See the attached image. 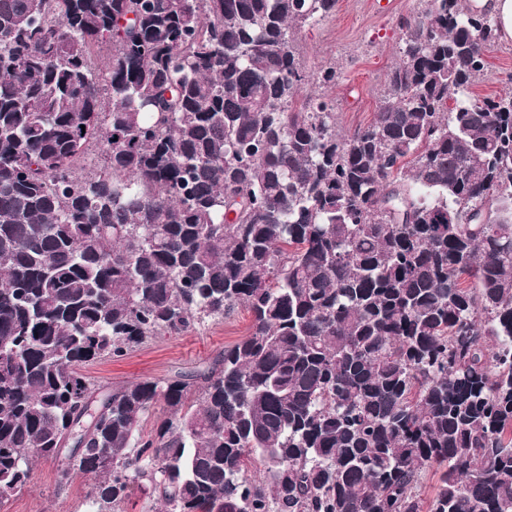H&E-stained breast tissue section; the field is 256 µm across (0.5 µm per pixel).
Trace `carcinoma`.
<instances>
[{
    "mask_svg": "<svg viewBox=\"0 0 512 512\" xmlns=\"http://www.w3.org/2000/svg\"><path fill=\"white\" fill-rule=\"evenodd\" d=\"M337 2L0 0V505L67 450L87 512H512L497 23L427 0L340 135L291 38ZM240 308L202 371L85 373Z\"/></svg>",
    "mask_w": 512,
    "mask_h": 512,
    "instance_id": "obj_1",
    "label": "carcinoma"
}]
</instances>
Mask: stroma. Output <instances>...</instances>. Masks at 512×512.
I'll return each mask as SVG.
<instances>
[{
    "mask_svg": "<svg viewBox=\"0 0 512 512\" xmlns=\"http://www.w3.org/2000/svg\"><path fill=\"white\" fill-rule=\"evenodd\" d=\"M425 0H338L332 16L310 23L295 34V48L306 73L334 68L328 94L336 103V128L350 133L370 122L385 89L387 75L399 59L401 19L416 16ZM487 74L470 87L475 98L512 90V40L492 43L486 52ZM250 323L240 310L219 323L206 322L190 332L163 336L134 348L119 360L90 364L88 375L109 391L146 379L166 381L215 357L244 336ZM57 461L38 462L29 490L14 496L0 512H85L90 481L76 475L59 488Z\"/></svg>",
    "mask_w": 512,
    "mask_h": 512,
    "instance_id": "stroma-1",
    "label": "stroma"
}]
</instances>
